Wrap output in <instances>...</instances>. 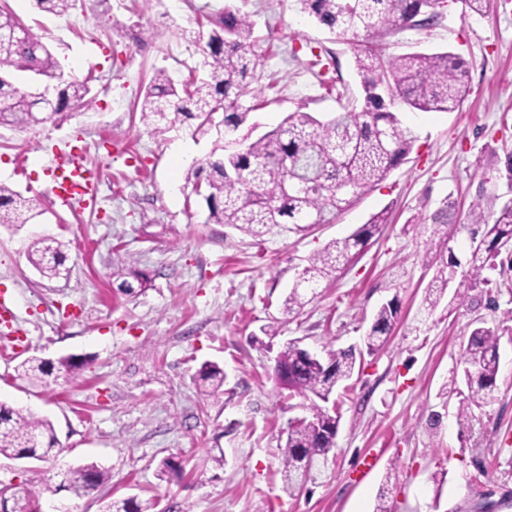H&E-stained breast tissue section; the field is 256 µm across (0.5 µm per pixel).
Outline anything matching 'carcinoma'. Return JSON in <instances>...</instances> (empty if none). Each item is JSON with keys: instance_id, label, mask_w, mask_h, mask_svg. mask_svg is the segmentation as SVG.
<instances>
[{"instance_id": "1", "label": "carcinoma", "mask_w": 512, "mask_h": 512, "mask_svg": "<svg viewBox=\"0 0 512 512\" xmlns=\"http://www.w3.org/2000/svg\"><path fill=\"white\" fill-rule=\"evenodd\" d=\"M41 12L63 16L75 0H33ZM307 14L337 37L365 33L390 34L415 26H429L440 15L443 0H295ZM253 29L247 18L226 7L212 29L202 63L203 74H192L177 87L165 71L156 72L146 87L140 117L154 132L163 133L177 123L190 122L192 135L211 140L207 157L191 166L185 180L205 203L208 224H225L257 237L271 224H328L360 196L383 182L405 161L415 137L402 125L395 107L404 104L422 111L453 112L466 91L464 62L455 54L412 52L385 55L365 47L355 56L361 77L360 107L348 103L326 120L308 112H290L274 129L255 138L234 139L259 107L249 89V78L257 66ZM13 67L33 72L52 83V103L40 94L26 91L0 77V125L31 126L55 122L71 107H88L93 102L88 81L70 77L59 68L51 51L34 39L23 45L0 46V69ZM224 111L225 134L213 131V111ZM41 215L40 201L26 198L0 185V226L25 224ZM381 211L351 235L336 239L304 269L284 303L285 312L302 306L303 288H315L331 279L340 264L361 251L388 223ZM469 223L484 227L483 236L472 247L461 272L467 288L457 292L459 301L468 291L491 283L502 252L512 251V199L498 212L485 215L480 207L469 214ZM65 243L52 236L32 241L29 263L47 279L67 274ZM460 263L440 266L427 286L424 302L432 309L444 296L450 277ZM394 301L376 312L366 336L368 351L379 349L397 322ZM463 378L467 395L458 411L462 425L470 423L471 407L492 396L499 371V329L484 322L472 330L462 349ZM355 351L330 350L326 358L304 356L288 346L279 353L273 369L275 381L308 401L306 415L289 424L282 448V473L288 491L305 489L304 466L324 465L335 448L326 429L330 417L325 406L333 389L352 378ZM85 362L64 356L57 362L31 356L17 367L18 376L31 384L58 369L69 377L79 376ZM202 392L214 394L224 385V370L204 363L196 373ZM57 438L52 423L31 412L0 403V456L10 459L46 458L55 450ZM51 485L37 470L24 487L0 489V512H37L34 494L62 489L83 496L110 480L109 472L95 463L68 468L58 473ZM155 503L128 499L104 505L103 512H152Z\"/></svg>"}]
</instances>
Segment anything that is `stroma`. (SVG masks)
<instances>
[{
  "instance_id": "stroma-1",
  "label": "stroma",
  "mask_w": 512,
  "mask_h": 512,
  "mask_svg": "<svg viewBox=\"0 0 512 512\" xmlns=\"http://www.w3.org/2000/svg\"><path fill=\"white\" fill-rule=\"evenodd\" d=\"M232 7L253 24L259 56L252 86L255 134L288 113H336L360 97L355 49L300 13L294 0H76L57 17L30 0H0L55 55L65 74L88 80L92 106L53 123L0 126V182L39 196L44 213L0 226V293L15 300L0 325V401L47 418L58 451L33 463L0 456V488L38 469L94 463L111 479L86 496L39 497L40 512H101L104 501L155 500V512H512V271L466 302L451 279L425 309L441 261H466L473 204L485 213L512 197L503 168L512 150V0L487 16H463L446 0L439 19L381 37L387 53L448 50L467 63L468 92L452 112L399 106L416 141L405 162L329 224L274 226L254 237L205 221L185 184L211 149L179 124L157 135L137 101L157 71L174 83L200 68L212 21ZM78 154L101 184L95 208L63 210L50 191L54 156ZM389 221L300 309L283 302L312 257L380 211ZM447 223H437L440 212ZM67 241L69 277L41 278L28 262L34 237ZM147 288L125 293L122 273ZM397 300L385 343L366 352L379 306ZM500 328L491 400L461 428L467 393L461 346L477 322ZM326 353L354 348L352 379L331 396L340 414L336 455L320 484L284 489L281 450L301 400L278 388L274 359L287 343ZM86 358L80 377L48 385L18 378L29 356ZM206 362L224 370L222 391L201 396L192 379ZM179 456L181 478L157 477Z\"/></svg>"
}]
</instances>
